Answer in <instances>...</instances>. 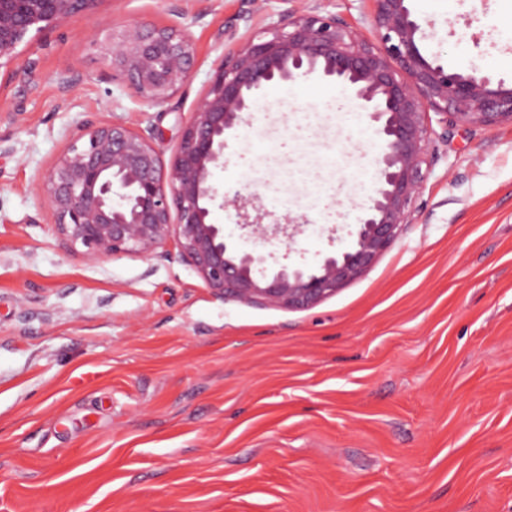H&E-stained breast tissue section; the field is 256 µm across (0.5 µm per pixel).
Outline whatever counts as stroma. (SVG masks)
<instances>
[{"mask_svg": "<svg viewBox=\"0 0 512 512\" xmlns=\"http://www.w3.org/2000/svg\"><path fill=\"white\" fill-rule=\"evenodd\" d=\"M422 52L512 85V0H412ZM368 0H102L0 78V512H512V126L430 114L414 221L304 310L217 298L175 239L157 256L67 251L46 177L89 122L147 136L163 165L224 55L287 10L367 32ZM167 25L194 44L164 104L104 60ZM368 113L343 86L271 84L227 134L215 223L268 265L345 248L375 180Z\"/></svg>", "mask_w": 512, "mask_h": 512, "instance_id": "35a3bbf8", "label": "stroma"}]
</instances>
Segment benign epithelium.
Wrapping results in <instances>:
<instances>
[{"label": "benign epithelium", "instance_id": "benign-epithelium-1", "mask_svg": "<svg viewBox=\"0 0 512 512\" xmlns=\"http://www.w3.org/2000/svg\"><path fill=\"white\" fill-rule=\"evenodd\" d=\"M101 0H0V69L19 59L33 37L92 10ZM371 33L339 15L288 11L265 36H249L224 56L184 127L176 157L163 166L149 140L120 122L89 124L58 157L45 201L63 245L102 260L117 254L152 257L177 240L184 260L222 300L286 310L309 308L371 269L403 227L427 178V116L455 125L512 124V87L492 84L426 57L412 0H369ZM108 54L144 101L167 102L191 77L196 51L179 30L132 25L112 37ZM301 77L334 81L369 112L381 151L371 205L350 232V245L311 266L290 263L268 272L265 258L239 248L211 218L219 194L213 169L224 138L252 111L260 91ZM260 241L280 228L243 216Z\"/></svg>", "mask_w": 512, "mask_h": 512}]
</instances>
